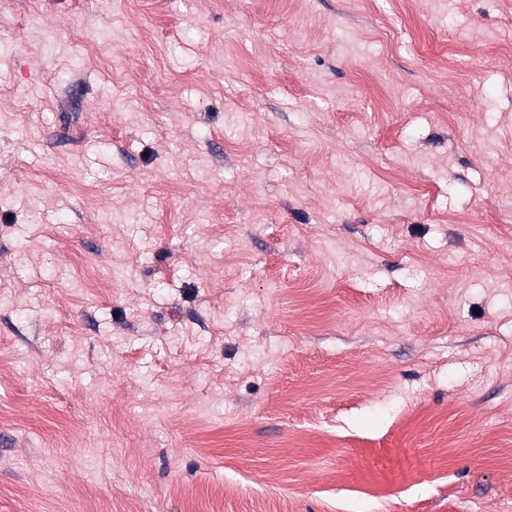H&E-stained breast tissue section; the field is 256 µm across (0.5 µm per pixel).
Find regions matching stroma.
Here are the masks:
<instances>
[{
  "label": "stroma",
  "instance_id": "35a3bbf8",
  "mask_svg": "<svg viewBox=\"0 0 512 512\" xmlns=\"http://www.w3.org/2000/svg\"><path fill=\"white\" fill-rule=\"evenodd\" d=\"M512 0H0V512H512Z\"/></svg>",
  "mask_w": 512,
  "mask_h": 512
}]
</instances>
